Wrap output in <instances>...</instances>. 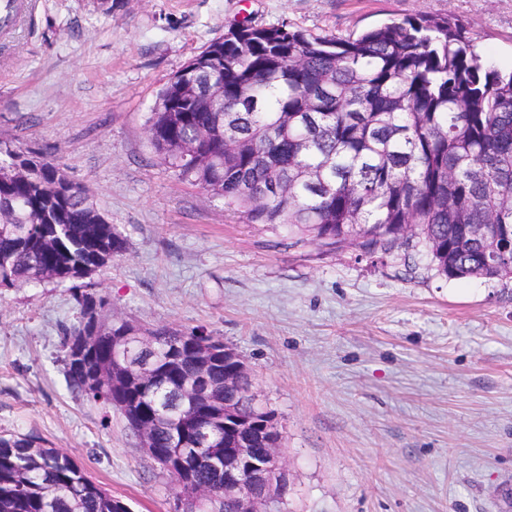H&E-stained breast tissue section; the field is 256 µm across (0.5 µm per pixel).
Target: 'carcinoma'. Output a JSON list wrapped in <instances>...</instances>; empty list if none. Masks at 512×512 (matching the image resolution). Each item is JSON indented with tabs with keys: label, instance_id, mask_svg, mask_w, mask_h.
Instances as JSON below:
<instances>
[{
	"label": "carcinoma",
	"instance_id": "carcinoma-1",
	"mask_svg": "<svg viewBox=\"0 0 512 512\" xmlns=\"http://www.w3.org/2000/svg\"><path fill=\"white\" fill-rule=\"evenodd\" d=\"M224 79V111L201 103L172 77L149 118V140L178 176L209 191L249 224L288 225L327 245L386 248L413 224L430 262L448 278L512 279V265L491 263L501 225L512 226V71L487 61L470 25L448 14H416L358 36H313L288 25L234 26L192 58ZM194 143L197 152L183 149ZM127 250L126 239L93 207L56 160L33 148H0V286H66L80 310L66 332L96 318L91 364L102 373L88 390L106 406L113 379L154 367V380L129 392L151 431L154 456L174 447L192 395L207 373L224 401L235 364L198 363L202 329H142L122 319L102 324L109 303L83 269ZM147 336L129 359L112 361V337ZM237 399L252 412L251 381ZM193 479L224 504V472L201 462ZM0 512H129L66 452L28 434L0 435Z\"/></svg>",
	"mask_w": 512,
	"mask_h": 512
}]
</instances>
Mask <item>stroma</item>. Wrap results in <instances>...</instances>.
Masks as SVG:
<instances>
[{"instance_id":"1","label":"stroma","mask_w":512,"mask_h":512,"mask_svg":"<svg viewBox=\"0 0 512 512\" xmlns=\"http://www.w3.org/2000/svg\"><path fill=\"white\" fill-rule=\"evenodd\" d=\"M427 13L512 68V0H32L0 34V146L50 153L126 237L93 281L146 328H204L274 410L286 512H512V281L449 279L419 238L324 245L248 224L152 149L165 83L245 22L355 36ZM68 288H0V434L63 449L132 512L177 490L119 412L70 389Z\"/></svg>"}]
</instances>
